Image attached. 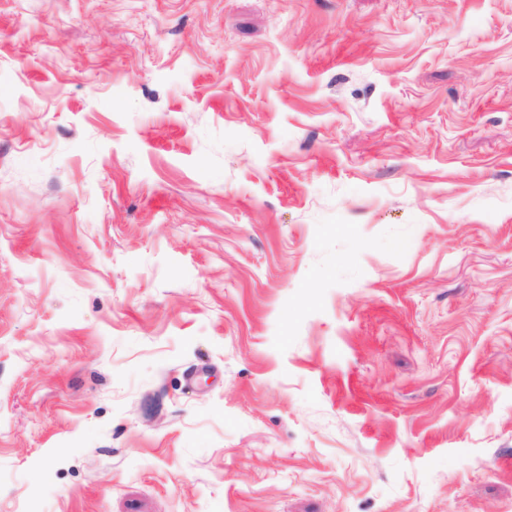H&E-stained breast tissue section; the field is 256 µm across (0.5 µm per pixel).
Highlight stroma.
Returning <instances> with one entry per match:
<instances>
[{"instance_id": "35a3bbf8", "label": "stroma", "mask_w": 512, "mask_h": 512, "mask_svg": "<svg viewBox=\"0 0 512 512\" xmlns=\"http://www.w3.org/2000/svg\"><path fill=\"white\" fill-rule=\"evenodd\" d=\"M0 512H512V0H0Z\"/></svg>"}]
</instances>
